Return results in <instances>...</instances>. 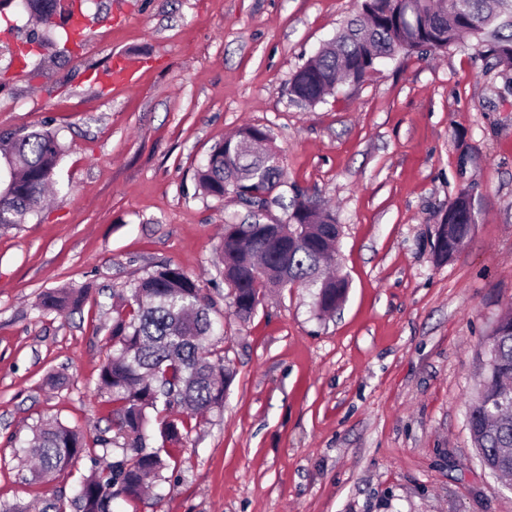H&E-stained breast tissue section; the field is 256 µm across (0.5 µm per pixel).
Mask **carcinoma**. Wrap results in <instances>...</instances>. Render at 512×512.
Returning <instances> with one entry per match:
<instances>
[{"label":"carcinoma","mask_w":512,"mask_h":512,"mask_svg":"<svg viewBox=\"0 0 512 512\" xmlns=\"http://www.w3.org/2000/svg\"><path fill=\"white\" fill-rule=\"evenodd\" d=\"M71 0H24L30 16L49 26L56 12L65 16V40H72ZM476 40L512 82V0H362L361 12L319 56L308 59L293 75L289 94L306 106L325 101L335 85L361 83L386 58L405 51L440 52L463 38ZM242 140L266 144L247 161L235 160ZM270 130L241 127L229 149L216 145L198 170L197 182L208 196L222 199L224 189L241 197H270L285 184L282 159L269 143ZM62 154L56 133L41 127L28 132L1 133L0 155L12 159L5 192H0V228L22 224L42 207L55 183ZM288 222L226 224L221 242V271L233 297L235 316L247 322L268 288L290 284L315 289L314 304L331 312L344 300L348 284L327 275L336 262V218L309 193L295 192ZM471 235L461 217L451 225L446 248L436 258L451 259ZM89 288L53 289L43 294L41 307L61 311L79 306ZM212 303L203 289L183 271L163 266L134 288L127 301L113 309L106 355L98 387L110 394L112 426L124 439L123 458L96 467L80 482L75 502L82 512H111L118 495L142 496L145 481L165 479L170 463L161 450L148 452L150 412L179 408L184 417L161 422L166 441L188 437L192 420L224 402L233 373L224 358L212 359L209 340L214 327ZM482 375L469 413V431L487 468L512 476V315L485 337L478 353ZM35 455L43 472H62L84 448L78 434L59 424L39 427L33 435Z\"/></svg>","instance_id":"carcinoma-1"}]
</instances>
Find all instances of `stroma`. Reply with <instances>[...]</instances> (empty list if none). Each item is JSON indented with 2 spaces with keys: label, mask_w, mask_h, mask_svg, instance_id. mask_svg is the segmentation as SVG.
Masks as SVG:
<instances>
[{
  "label": "stroma",
  "mask_w": 512,
  "mask_h": 512,
  "mask_svg": "<svg viewBox=\"0 0 512 512\" xmlns=\"http://www.w3.org/2000/svg\"><path fill=\"white\" fill-rule=\"evenodd\" d=\"M360 0H85L86 37L16 59L35 24L0 7V133L50 123L64 154L56 190L0 229V503L72 500L93 459H115L112 405L98 388L115 295L165 265L197 280L224 324L234 372L223 406L148 449L173 475L113 512H512L468 428L480 346L512 311V84L468 40L397 54L325 102L289 82ZM140 59L128 85L96 76ZM270 129L279 192L316 195L341 226L344 301L321 316L308 289L270 293L236 320L217 269L225 225L252 222L235 195L203 194L212 148ZM470 191L479 221L452 260L433 245ZM90 287L78 308L39 309L52 288ZM47 421L79 432L83 457L34 480L19 445ZM109 447H101V439Z\"/></svg>",
  "instance_id": "1"
}]
</instances>
